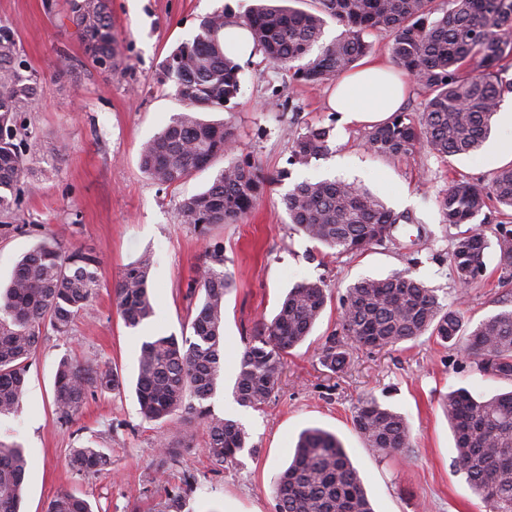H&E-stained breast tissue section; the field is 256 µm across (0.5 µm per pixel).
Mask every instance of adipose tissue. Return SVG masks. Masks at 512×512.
<instances>
[{"label":"adipose tissue","mask_w":512,"mask_h":512,"mask_svg":"<svg viewBox=\"0 0 512 512\" xmlns=\"http://www.w3.org/2000/svg\"><path fill=\"white\" fill-rule=\"evenodd\" d=\"M404 96L402 79L391 69L367 60L342 75L328 104L346 120L380 122L398 111Z\"/></svg>","instance_id":"adipose-tissue-1"}]
</instances>
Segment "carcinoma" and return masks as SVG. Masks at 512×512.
<instances>
[{
	"mask_svg": "<svg viewBox=\"0 0 512 512\" xmlns=\"http://www.w3.org/2000/svg\"><path fill=\"white\" fill-rule=\"evenodd\" d=\"M303 10L257 0L238 25L270 67L291 81L312 88L333 82L370 51L365 35L383 30L391 37L393 61L425 90L417 113L395 112L372 129L369 150L398 158L426 150L440 157L469 155L492 133V120L505 94L512 58V0H315ZM66 18L76 27L84 52L104 73L125 65L112 32L110 0H66ZM227 14L203 17L193 39L181 43L162 63L163 78L174 82V96L184 110L140 151V166L154 182L177 185L215 158H230L203 192L185 198L178 216L206 235L213 224H235L254 209L268 179L240 148L233 128L206 121L198 112L224 109L240 91L241 66L224 51ZM343 31L323 41L327 20ZM37 78L22 73L13 34L0 28V213L18 205L15 187L28 167L15 143L26 130L20 115L35 102ZM329 129L306 128L291 145L290 163L306 165L327 149ZM289 223L310 240L338 253L363 251L391 240L408 216L397 214L367 189L345 180L305 181L283 196ZM443 222L456 228L448 264L458 284L475 282L485 270V252L495 246L502 278L512 279V165L489 173L487 182L454 179L439 196ZM494 208L501 217L491 233L474 220ZM102 258L91 248L46 239L16 262L0 292V417L17 413L26 390L30 362L46 329L65 335L97 294ZM145 253L127 265L114 288L120 316L137 328L154 316ZM224 265V247L204 251L195 288L202 302L182 339L156 335L143 341L138 359L136 394L141 416L160 425L174 423L178 412L206 423L208 453L220 464L235 463L246 448L247 433L234 420L212 414L205 402L215 393L224 368V298L232 287ZM329 299L319 281L291 288L278 313L260 324L246 345L233 387L236 402L259 409L274 393L284 355L303 344L321 319ZM341 336L331 335L318 348L319 363L332 373L342 370L354 348L382 350L427 335L441 346L462 345L478 371L512 381V308L486 317L459 338L461 312L439 301L434 290L410 271L385 278H363L341 297ZM122 386L118 374L89 362L62 358L57 366L53 405L66 423L92 392ZM442 405L451 423L453 466L492 512H512V390L489 399L464 388L448 393ZM353 426L366 448L381 456L403 455L411 447L406 417L370 397L355 409ZM158 469L177 461L173 439L160 442ZM109 456L85 445L73 450L78 472L108 466ZM28 469L24 449L0 441V512H20ZM272 492L276 512H374L359 470L338 438L320 428L304 430L288 467ZM48 512H92L89 502L71 492L58 493Z\"/></svg>",
	"mask_w": 512,
	"mask_h": 512,
	"instance_id": "cac0c4a2",
	"label": "carcinoma"
}]
</instances>
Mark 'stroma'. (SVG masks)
<instances>
[{
	"instance_id": "1",
	"label": "stroma",
	"mask_w": 512,
	"mask_h": 512,
	"mask_svg": "<svg viewBox=\"0 0 512 512\" xmlns=\"http://www.w3.org/2000/svg\"><path fill=\"white\" fill-rule=\"evenodd\" d=\"M47 11L45 0H0V26L14 35L19 60L37 76L38 95L27 112L31 131L24 150L41 179L23 184L11 213H0V281L8 282L17 259L51 234L101 254L97 296L75 319L69 335L45 331L32 360L27 391L16 415L0 418V441L24 448L28 474L23 512H46L59 492L74 491L93 512H160L173 493L181 512H275L272 483L285 468L299 433L317 427L333 433L360 471L375 512H490L452 465L453 434L443 395L466 388L491 397L512 384L484 376L473 360L429 337L393 349L353 350L347 368L334 374L315 351L338 327L340 296L365 277L408 270L433 288L443 303L459 302L464 329L512 304V281L500 280L498 255L487 249L486 274L458 300L448 266L454 228L443 222L438 194L457 177L478 182L512 163L499 152L512 130L495 126L477 153L441 159L419 151L385 159L367 146L370 125L347 122L328 105L331 85L312 88L260 63L242 66L241 87L226 120L246 153L271 183L255 209L235 224H217L211 237L224 245L233 287L224 300V383L209 405L213 414L239 422L249 446L232 466L208 454L204 421L184 422L176 465L159 472L163 427L139 413L134 385L140 347L155 334L186 336L194 313L187 296L199 273L204 241L180 223L178 207L207 189L226 165L206 169L166 187L141 170L140 149L182 107L160 65L192 39L203 16L223 9L245 12L252 0H111L112 30L127 69L101 73L85 55L64 0ZM311 125L330 130L327 151L309 164H289L290 146ZM342 178L370 189L412 221L394 241L358 253L329 254L289 224L281 199L302 181ZM150 254L154 317L126 327L114 285L124 268ZM319 280L331 296L305 343L291 350L269 402L239 406L232 388L241 355L261 321L276 314L290 288ZM90 359L116 371L121 390L89 394L71 422L60 425L52 405L58 361ZM373 397L403 413L412 429L410 458L373 455L352 424L359 400ZM94 443L111 458L98 472L70 465L73 448Z\"/></svg>"
}]
</instances>
